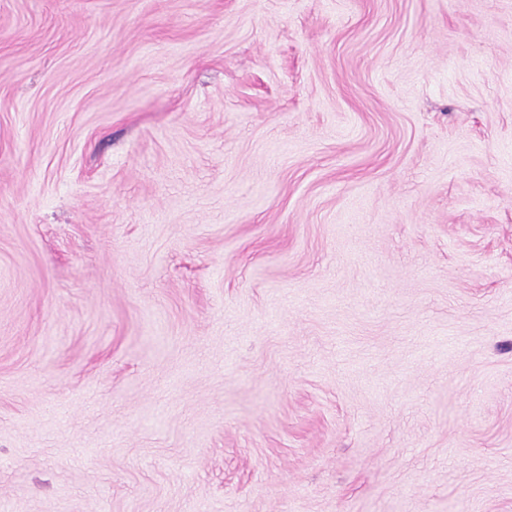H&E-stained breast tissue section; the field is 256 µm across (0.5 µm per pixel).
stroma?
Masks as SVG:
<instances>
[{"mask_svg": "<svg viewBox=\"0 0 512 512\" xmlns=\"http://www.w3.org/2000/svg\"><path fill=\"white\" fill-rule=\"evenodd\" d=\"M0 512H512V0H0Z\"/></svg>", "mask_w": 512, "mask_h": 512, "instance_id": "1", "label": "stroma"}]
</instances>
